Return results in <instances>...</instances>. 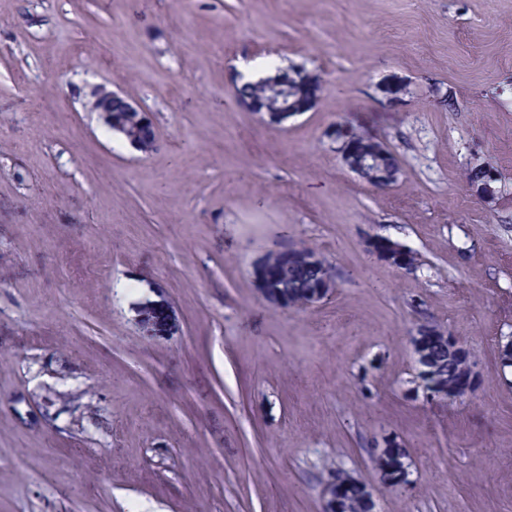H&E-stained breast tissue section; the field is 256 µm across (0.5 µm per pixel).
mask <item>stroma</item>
<instances>
[{"instance_id":"stroma-1","label":"stroma","mask_w":512,"mask_h":512,"mask_svg":"<svg viewBox=\"0 0 512 512\" xmlns=\"http://www.w3.org/2000/svg\"><path fill=\"white\" fill-rule=\"evenodd\" d=\"M243 60L318 73L316 105L267 127L229 94ZM111 83L150 113L148 156L85 109ZM341 124L401 177L352 173ZM288 248L326 260L328 297L267 299L256 270ZM425 320L473 394L412 388ZM506 336L512 0H0V512H321L333 464L378 512H512ZM384 435L409 485L380 482ZM370 142L374 145L376 150L383 147V142L381 141L374 140ZM370 157H372V155L365 154L360 158L359 162L355 164L354 160L351 157H348V152L342 156L344 162L350 168V170H352L360 178L364 179L363 175L369 172L370 183L376 188H386L390 186L394 181H396V174L388 171L400 172L401 166L396 155L389 148L386 146L383 147L382 151L373 159V167H375L377 170L385 171H377L373 168L370 169L365 160V158ZM369 250L381 260L404 271L414 268L409 262L407 251L398 243L385 236H372L366 241Z\"/></svg>"}]
</instances>
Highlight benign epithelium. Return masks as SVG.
Wrapping results in <instances>:
<instances>
[{
    "instance_id": "7a95c632",
    "label": "benign epithelium",
    "mask_w": 512,
    "mask_h": 512,
    "mask_svg": "<svg viewBox=\"0 0 512 512\" xmlns=\"http://www.w3.org/2000/svg\"><path fill=\"white\" fill-rule=\"evenodd\" d=\"M268 80L278 84H296L302 87V93L299 95L300 103L292 105L285 103L278 108H269L262 106L253 100H240L249 111L260 116V119L267 125L278 127L288 118L301 112L311 110L318 101L321 87L317 85L313 77V72L303 66L295 67L293 75L284 77L281 74L268 77ZM89 111L99 114L104 125L110 130H136V135L129 137L130 145L143 154L153 152L158 146V135L151 132L152 120L147 112L135 101L127 98L119 91H114L105 85H98L90 91V99L87 102ZM345 163L350 165L357 176L369 174L370 183L376 188H386L390 186L396 178V175L388 171H377L368 167L365 158H360L359 162L348 155H343ZM367 247L381 260L404 271L413 270L409 262L407 251L398 243L385 236H372L367 239ZM268 264H263L258 270V276L262 283L264 294L276 305L286 306L285 298L271 286L267 276ZM335 287V280L330 269H325L323 283L312 292L307 303L314 304L325 297ZM434 333L433 325L429 322L416 325L410 336V343L417 358H422L425 354L424 339ZM460 354L465 356L469 364L467 378L459 387V391L466 394L473 392L478 385L480 372L477 364L471 358L469 351L462 345L457 344ZM419 387L424 394L436 399H447L448 383L445 377L438 373L437 367L433 366L423 371L419 379ZM324 506L323 512H341L342 505V487L335 479H330L324 486Z\"/></svg>"
}]
</instances>
